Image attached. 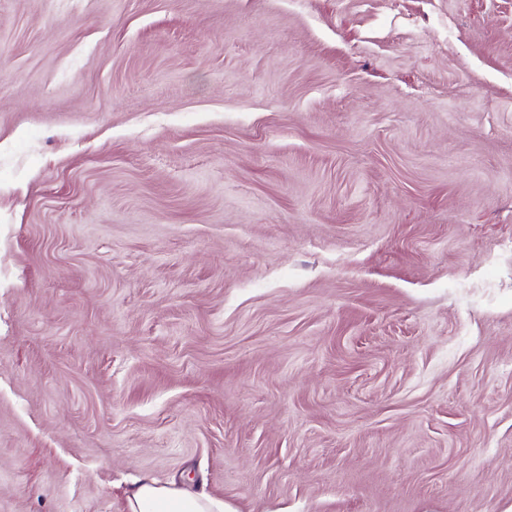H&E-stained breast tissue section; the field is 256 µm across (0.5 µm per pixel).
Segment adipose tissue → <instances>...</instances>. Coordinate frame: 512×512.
<instances>
[{
	"label": "adipose tissue",
	"mask_w": 512,
	"mask_h": 512,
	"mask_svg": "<svg viewBox=\"0 0 512 512\" xmlns=\"http://www.w3.org/2000/svg\"><path fill=\"white\" fill-rule=\"evenodd\" d=\"M127 499L129 512H236L229 502L203 493L190 495L175 485H161L151 479L139 481Z\"/></svg>",
	"instance_id": "adipose-tissue-1"
}]
</instances>
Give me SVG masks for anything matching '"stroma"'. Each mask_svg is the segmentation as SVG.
Masks as SVG:
<instances>
[{
  "label": "stroma",
  "instance_id": "1",
  "mask_svg": "<svg viewBox=\"0 0 512 512\" xmlns=\"http://www.w3.org/2000/svg\"><path fill=\"white\" fill-rule=\"evenodd\" d=\"M512 512V0H0V512ZM129 512H237L226 501L201 493L189 495L173 484L144 479L128 493Z\"/></svg>",
  "mask_w": 512,
  "mask_h": 512
}]
</instances>
